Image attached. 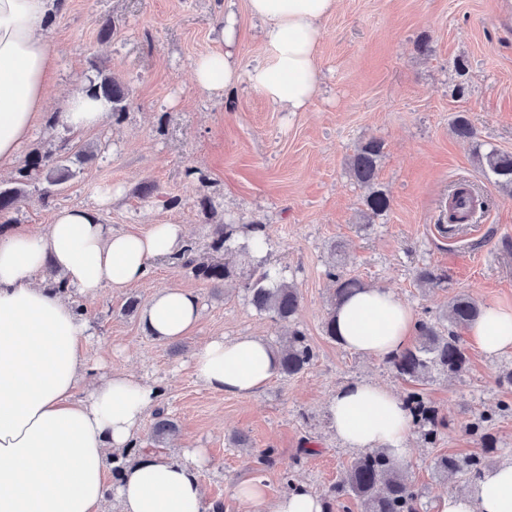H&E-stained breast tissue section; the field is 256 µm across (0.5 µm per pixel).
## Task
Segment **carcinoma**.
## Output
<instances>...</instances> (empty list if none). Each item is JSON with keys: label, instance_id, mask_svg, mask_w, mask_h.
Masks as SVG:
<instances>
[{"label": "carcinoma", "instance_id": "cac0c4a2", "mask_svg": "<svg viewBox=\"0 0 512 512\" xmlns=\"http://www.w3.org/2000/svg\"><path fill=\"white\" fill-rule=\"evenodd\" d=\"M96 77L90 79L88 91L91 96L104 101L112 117L120 119L129 104L130 91L127 86L106 73L103 64L93 62ZM452 133L462 140H474L476 131L462 113L451 121ZM384 143L371 138L357 146L349 160V171L354 180L367 189L363 198L364 214L373 218L386 212L390 207L388 194L377 182L379 162ZM478 160L486 178L496 186L512 192V154L496 148L478 154ZM72 176L66 165V158L53 152L32 153L25 164L17 170L13 185L0 186V216L10 213L24 197L27 186H35L39 201L47 205L54 198L55 187L65 183ZM234 225L217 224L213 228L210 249L215 253L228 251L227 242L232 239ZM242 260L224 261L203 259L195 251L178 259L182 266L191 270L199 280L211 285L235 281L250 296L255 309L288 326V335L275 342L280 355V375L294 377L307 370L316 358V353L305 333L291 327L298 312L299 296L281 273L264 263L252 264L253 256L247 246L240 248ZM328 277L335 284L333 299L339 300L348 293L362 287L353 277H346L332 267ZM417 281L425 286H437L447 275L430 267L417 271ZM480 314L479 306L463 296H455L448 302V309L436 320L422 319L418 322L416 343L393 358L387 360L391 368L402 378L415 381L428 378L433 372L458 374L467 364L466 353L460 338L445 327L449 323L466 326ZM414 422L427 439L437 435L438 418L428 408L423 397L413 392L407 397ZM177 423L159 408L154 413L152 430L155 441L163 442L176 433ZM485 466V458L469 457L457 459L444 456L438 461L442 472L479 474ZM352 496L362 507V512H417L418 493L399 462L383 449H370L359 455L346 472L344 478L331 490V500L326 502L324 512H333L341 498Z\"/></svg>", "mask_w": 512, "mask_h": 512}]
</instances>
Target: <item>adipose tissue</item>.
I'll list each match as a JSON object with an SVG mask.
<instances>
[{
    "mask_svg": "<svg viewBox=\"0 0 512 512\" xmlns=\"http://www.w3.org/2000/svg\"><path fill=\"white\" fill-rule=\"evenodd\" d=\"M337 0H248L265 24L266 62L242 74L230 53L192 62L198 88L219 96L241 77L288 112L304 110L317 86L315 53L323 20ZM58 0H0V167L11 164L45 108L53 56L44 31ZM109 118L103 101L86 90L71 94L62 122L74 130ZM111 189L94 205L58 209L46 232L0 233V512H204L198 468L203 449L185 460L143 456L128 462L118 484L108 464L135 442L146 416L163 397L161 387L104 371L86 354L88 322L73 304L38 284L47 267L68 287L93 298L103 289L144 281L153 261L182 255V225L154 224L138 233L112 230L101 212ZM197 293H156L142 313L145 329L162 341L185 336L200 317ZM336 333L346 349L386 360L407 347L413 311L389 290L366 287L336 305ZM486 355L512 350V308L483 306L467 327ZM193 373L210 390L251 396L280 373L279 357L256 336H221L193 355ZM331 427L345 447L383 448L402 459L415 427L405 401L363 381L340 387L329 404ZM441 512H512V461L486 468L468 491L449 494Z\"/></svg>",
    "mask_w": 512,
    "mask_h": 512,
    "instance_id": "obj_1",
    "label": "adipose tissue"
}]
</instances>
